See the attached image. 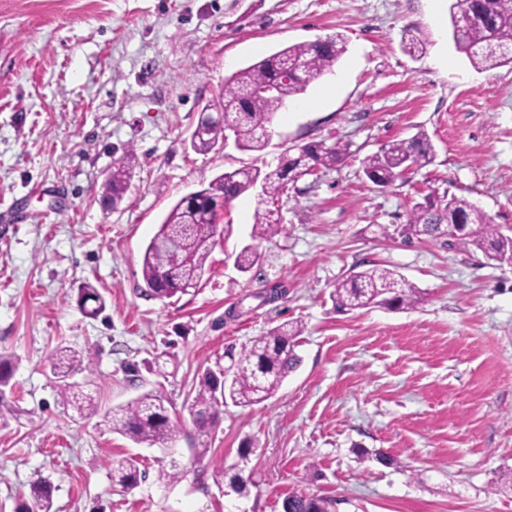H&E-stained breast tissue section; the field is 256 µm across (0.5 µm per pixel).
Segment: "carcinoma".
<instances>
[{
	"instance_id": "cac0c4a2",
	"label": "carcinoma",
	"mask_w": 512,
	"mask_h": 512,
	"mask_svg": "<svg viewBox=\"0 0 512 512\" xmlns=\"http://www.w3.org/2000/svg\"><path fill=\"white\" fill-rule=\"evenodd\" d=\"M450 20L454 44L471 64L491 69L512 62V54L505 50L512 45V0H453ZM344 52L345 42L337 34L288 46L226 77L221 120L205 136L191 142L192 148L206 153L216 143L231 139L239 150H264L269 144L267 125L286 100L303 93L312 80L332 70ZM342 152L341 147L324 141L306 144L296 155H283L273 169L248 167L222 173L217 186L210 188L215 196H207L191 214L181 202H176L144 250V292L165 300L198 287L208 272L209 257L216 245L220 212L214 197L224 198L227 204L257 188L258 204L252 227V239L257 244L244 247L236 257L238 270L250 271L259 262L260 244L283 231L277 203L287 194L288 185L303 176L335 168ZM433 158L430 140L420 131L407 141L390 142L369 157L364 174L371 182L385 187L403 178L409 170L428 166ZM128 178L129 168L124 163L113 166L112 177L103 185L101 194L108 205L114 207L122 200ZM457 222L471 225L472 233L459 238L449 236L448 225ZM403 231L436 240L446 238L453 245L473 247L490 260L512 265V235L503 233L466 198L447 191L431 192L415 203ZM332 298L335 306L346 311L384 302L411 309L420 302L419 291L413 284L391 269L376 266L351 271L336 282ZM79 304L87 315L95 316L104 301L95 286L87 282L80 288ZM302 332L300 324L282 322L254 337L235 365L217 373L206 372L192 403L197 409L198 433H207L221 406L231 403L252 407L272 397L300 363L296 348ZM86 360L92 361L91 354L60 346L51 362V371L60 382L62 401L82 417L98 413L94 396L69 382ZM105 419L113 432L137 445L165 448L180 435L164 399L152 391L112 408ZM140 477L134 459H112L114 485L128 490L138 485ZM50 508L48 483L39 480L30 488L27 512H50ZM283 512H328V502L297 494L283 502Z\"/></svg>"
}]
</instances>
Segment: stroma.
Segmentation results:
<instances>
[{"instance_id": "35a3bbf8", "label": "stroma", "mask_w": 512, "mask_h": 512, "mask_svg": "<svg viewBox=\"0 0 512 512\" xmlns=\"http://www.w3.org/2000/svg\"><path fill=\"white\" fill-rule=\"evenodd\" d=\"M451 3L0 0V353L13 364L0 512H19L40 479L51 512H282L300 493L330 512H512V266L401 234L435 189L512 227V63L474 68L454 47ZM410 28L425 43L416 57L402 48ZM336 34L345 53L287 100L267 149L192 150L225 77ZM420 131L431 165L387 187L367 179L368 157ZM320 140L345 148L341 164L290 185L285 230L252 272L235 267L252 242L257 198L245 194L221 214L198 288L144 294V247L183 195ZM127 157L128 189L106 209L101 187ZM373 265L403 275L421 303L337 311L336 281ZM87 282L106 301L95 317L77 303ZM288 320L303 326L299 366L272 398L225 407L200 436L190 407L205 370ZM61 345L95 353L74 379L100 414L62 403L49 365ZM147 391L182 427L176 457L103 417ZM126 455L145 473L129 491L111 475ZM173 460L189 472L163 483Z\"/></svg>"}]
</instances>
